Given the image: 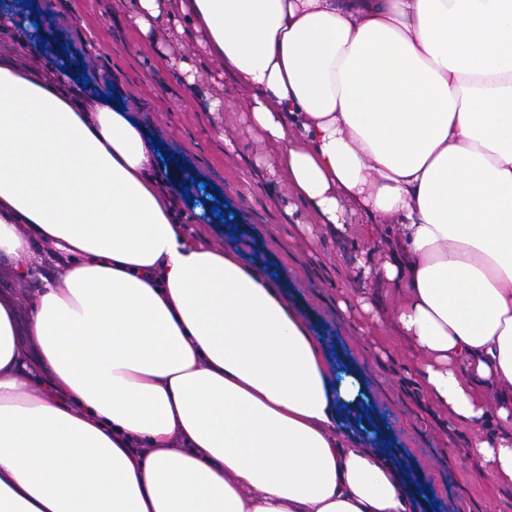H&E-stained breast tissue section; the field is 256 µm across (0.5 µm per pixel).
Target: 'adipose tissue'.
Listing matches in <instances>:
<instances>
[{"mask_svg": "<svg viewBox=\"0 0 512 512\" xmlns=\"http://www.w3.org/2000/svg\"><path fill=\"white\" fill-rule=\"evenodd\" d=\"M166 16L236 77L323 230L395 237L375 274L415 378L512 484V0H137L129 19ZM68 82L0 52V258L27 268L37 240L64 261L28 317L0 290V512H411L346 425L360 380L276 281L189 239L144 128Z\"/></svg>", "mask_w": 512, "mask_h": 512, "instance_id": "obj_1", "label": "adipose tissue"}]
</instances>
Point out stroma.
Segmentation results:
<instances>
[{"label":"stroma","mask_w":512,"mask_h":512,"mask_svg":"<svg viewBox=\"0 0 512 512\" xmlns=\"http://www.w3.org/2000/svg\"><path fill=\"white\" fill-rule=\"evenodd\" d=\"M133 0H0L16 20L0 33V49L21 64L70 68L69 88L88 101L100 98L127 109L158 139L167 168L189 174L185 188L197 205L222 206L221 220L206 212L188 227L197 243L234 251L283 284L291 305L306 315L337 370L358 373L365 389L348 424L357 432L379 430L385 452L408 476L417 512H491L512 506V485L481 474L469 452L472 433L432 405L412 372L414 351L392 341L396 297L381 281L361 277L356 260L370 249L380 262L385 238L372 245L351 233L327 235L294 197L285 176L255 163L261 146L244 111L245 93L217 61L201 55L194 41L173 37L172 21L147 36L129 25ZM43 41L39 54L23 50L32 29ZM194 71L185 87L180 66ZM221 99L223 109L211 111ZM234 152H227L225 142ZM28 279L0 261V289L36 303L44 281L59 282V259L39 243ZM371 304L366 314L363 304Z\"/></svg>","instance_id":"stroma-1"}]
</instances>
